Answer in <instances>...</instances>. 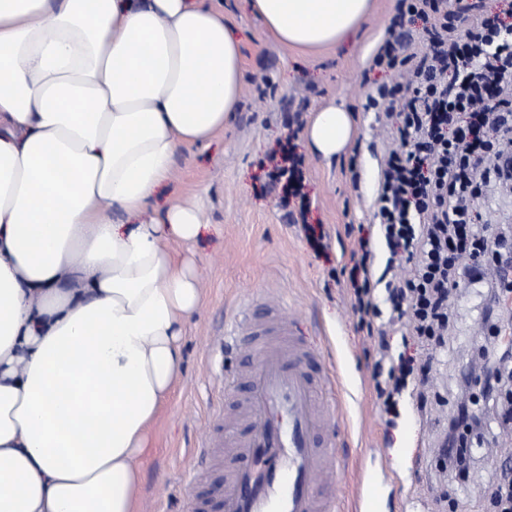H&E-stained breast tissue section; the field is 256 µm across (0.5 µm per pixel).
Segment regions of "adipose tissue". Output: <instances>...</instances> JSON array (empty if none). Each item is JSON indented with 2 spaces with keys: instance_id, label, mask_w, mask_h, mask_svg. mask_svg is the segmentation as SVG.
<instances>
[{
  "instance_id": "1",
  "label": "adipose tissue",
  "mask_w": 512,
  "mask_h": 512,
  "mask_svg": "<svg viewBox=\"0 0 512 512\" xmlns=\"http://www.w3.org/2000/svg\"><path fill=\"white\" fill-rule=\"evenodd\" d=\"M284 47L333 48L371 0H252ZM239 41L213 0H0V512H137L150 431L182 378L198 273L157 214L176 156L238 112ZM348 110L306 129L324 160Z\"/></svg>"
}]
</instances>
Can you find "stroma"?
Segmentation results:
<instances>
[{"label":"stroma","instance_id":"35a3bbf8","mask_svg":"<svg viewBox=\"0 0 512 512\" xmlns=\"http://www.w3.org/2000/svg\"><path fill=\"white\" fill-rule=\"evenodd\" d=\"M224 18L241 44L246 84L239 112L223 136L182 151L173 180L155 201L158 209L200 198L207 230L191 247L173 246L180 259L192 260L200 274L205 301L186 324L183 377L164 405L151 435L142 467L141 512H185L190 452L217 421L216 412L241 396L234 382L252 362L244 352L210 354L215 336L242 304L261 306L264 296L279 295L297 321L298 332L323 357L322 371L340 401L341 414L330 420L347 464L337 493L350 504L370 478L380 492L377 512H407V497H424V512H497L484 489L503 465L512 466V430L503 431L495 404L483 393L479 365L484 348L496 341L495 326L512 331V307L497 321L484 312L488 279L463 278L455 296V317L448 344L435 351L433 389L440 406L419 413L405 398L400 415L386 422L372 374L379 339L400 348L402 337L385 319L372 332L358 329L343 279L335 270L349 260L359 230L369 231L372 265L383 275L388 250L374 216L384 145L368 96L387 81L373 69L383 41L382 23L399 17L401 31L419 37L422 23L398 16L397 0H374V12L336 48L314 53L279 45L251 10L249 0H221ZM338 99L352 113L355 138L336 161L312 154L296 137L304 158V191L309 222L321 225L328 248L315 252L301 225L298 201L283 202L280 187L267 177L268 159L279 151L292 123L308 125L321 106ZM476 210L503 263L512 265V186L495 190ZM471 376L472 409L484 425L472 439L466 477L438 479L433 451L456 407L458 381Z\"/></svg>","mask_w":512,"mask_h":512}]
</instances>
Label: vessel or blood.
Returning <instances> with one entry per match:
<instances>
[{
  "label": "vessel or blood",
  "instance_id": "obj_1",
  "mask_svg": "<svg viewBox=\"0 0 512 512\" xmlns=\"http://www.w3.org/2000/svg\"><path fill=\"white\" fill-rule=\"evenodd\" d=\"M255 370L248 375L249 429L231 439L236 464L223 497L194 500L192 512H322L321 491L334 489L339 464L335 450L315 443L325 423V390L308 376L310 348L298 337L296 320L285 310L236 321ZM220 436L208 432L193 455V482H200Z\"/></svg>",
  "mask_w": 512,
  "mask_h": 512
}]
</instances>
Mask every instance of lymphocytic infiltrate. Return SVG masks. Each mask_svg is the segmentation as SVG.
<instances>
[{
  "label": "lymphocytic infiltrate",
  "instance_id": "f902f5d3",
  "mask_svg": "<svg viewBox=\"0 0 512 512\" xmlns=\"http://www.w3.org/2000/svg\"><path fill=\"white\" fill-rule=\"evenodd\" d=\"M397 10L423 22L424 51L413 57L403 36L386 38L373 65L395 79L380 84L367 107L382 114L397 140L383 156L374 200L379 231L390 257L410 267L379 284L364 234L347 265L361 327L381 315L405 321L426 350L417 357L380 346L372 380L383 414L393 419L404 395H415L418 409L428 406L430 352L445 342L453 293L461 276L482 274L492 251L474 204L512 171L505 158L512 149V0L501 12L474 14L461 39L448 0H398ZM478 424L468 400H460L448 421L442 472L468 470L469 453L457 442Z\"/></svg>",
  "mask_w": 512,
  "mask_h": 512
}]
</instances>
